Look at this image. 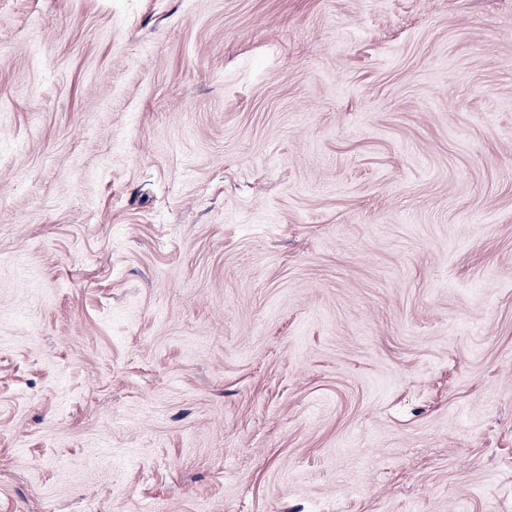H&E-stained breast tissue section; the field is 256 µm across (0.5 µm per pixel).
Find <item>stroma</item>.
Segmentation results:
<instances>
[{
    "label": "stroma",
    "instance_id": "1",
    "mask_svg": "<svg viewBox=\"0 0 512 512\" xmlns=\"http://www.w3.org/2000/svg\"><path fill=\"white\" fill-rule=\"evenodd\" d=\"M0 512H512V0H0Z\"/></svg>",
    "mask_w": 512,
    "mask_h": 512
}]
</instances>
